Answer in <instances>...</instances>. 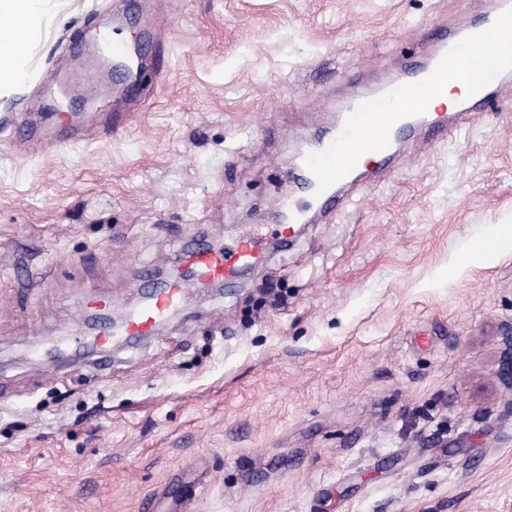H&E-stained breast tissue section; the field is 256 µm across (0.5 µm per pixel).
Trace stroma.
Wrapping results in <instances>:
<instances>
[{
    "mask_svg": "<svg viewBox=\"0 0 512 512\" xmlns=\"http://www.w3.org/2000/svg\"><path fill=\"white\" fill-rule=\"evenodd\" d=\"M113 0H47L28 76L0 95V512H512V86L460 136L397 145L275 241L292 159L351 78L400 76L489 0H155L153 97L104 133L113 96L64 94L76 145L19 119L75 32ZM266 236L237 286L154 336L50 356L107 297Z\"/></svg>",
    "mask_w": 512,
    "mask_h": 512,
    "instance_id": "stroma-1",
    "label": "stroma"
}]
</instances>
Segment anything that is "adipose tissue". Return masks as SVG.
Listing matches in <instances>:
<instances>
[{
    "instance_id": "obj_1",
    "label": "adipose tissue",
    "mask_w": 512,
    "mask_h": 512,
    "mask_svg": "<svg viewBox=\"0 0 512 512\" xmlns=\"http://www.w3.org/2000/svg\"><path fill=\"white\" fill-rule=\"evenodd\" d=\"M41 0H0V75L21 81L27 75V48L38 36Z\"/></svg>"
}]
</instances>
